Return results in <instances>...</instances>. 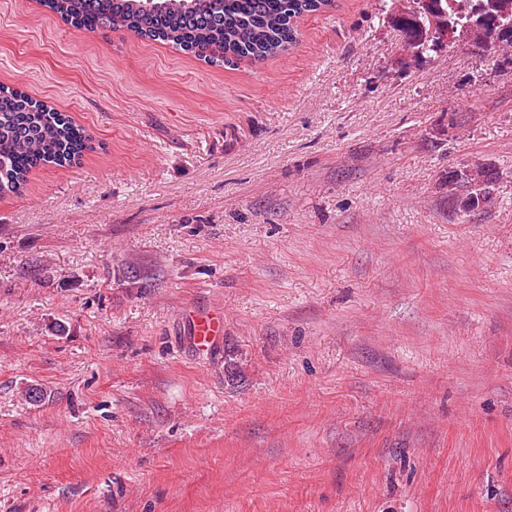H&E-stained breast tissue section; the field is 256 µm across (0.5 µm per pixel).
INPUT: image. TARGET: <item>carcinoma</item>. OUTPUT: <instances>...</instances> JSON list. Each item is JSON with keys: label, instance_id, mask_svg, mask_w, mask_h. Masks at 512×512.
<instances>
[{"label": "carcinoma", "instance_id": "cac0c4a2", "mask_svg": "<svg viewBox=\"0 0 512 512\" xmlns=\"http://www.w3.org/2000/svg\"><path fill=\"white\" fill-rule=\"evenodd\" d=\"M41 6L89 33L123 31L171 46L210 66L248 58L265 61L299 43L298 20L332 8L334 0H40ZM392 18L404 44L420 58L441 50L424 27L428 16L453 34L512 48V0H415ZM90 135L69 115L17 88L0 86V198L16 195L43 166L75 164Z\"/></svg>", "mask_w": 512, "mask_h": 512}]
</instances>
